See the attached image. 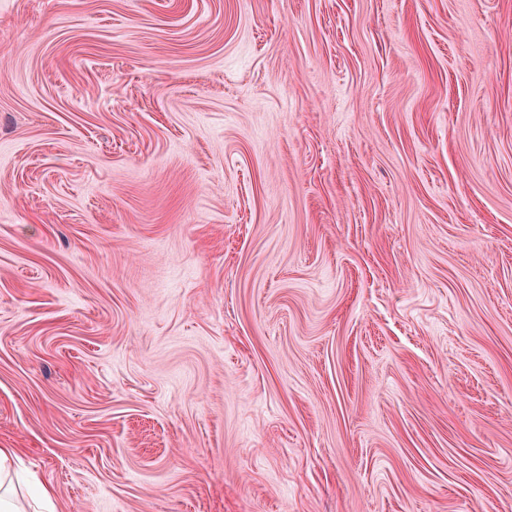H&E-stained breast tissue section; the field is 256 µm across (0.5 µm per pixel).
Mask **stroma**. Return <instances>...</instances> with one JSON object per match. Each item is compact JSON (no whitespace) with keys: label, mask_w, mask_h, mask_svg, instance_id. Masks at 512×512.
<instances>
[{"label":"stroma","mask_w":512,"mask_h":512,"mask_svg":"<svg viewBox=\"0 0 512 512\" xmlns=\"http://www.w3.org/2000/svg\"><path fill=\"white\" fill-rule=\"evenodd\" d=\"M0 448L53 512H512V0H0Z\"/></svg>","instance_id":"35a3bbf8"}]
</instances>
